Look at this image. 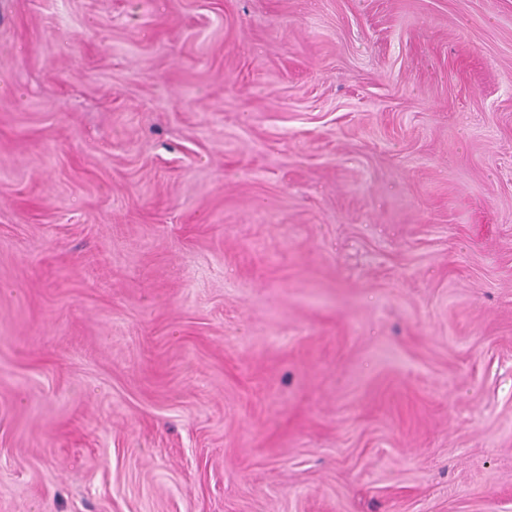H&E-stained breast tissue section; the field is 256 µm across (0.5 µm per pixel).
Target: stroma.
Returning <instances> with one entry per match:
<instances>
[{
	"mask_svg": "<svg viewBox=\"0 0 512 512\" xmlns=\"http://www.w3.org/2000/svg\"><path fill=\"white\" fill-rule=\"evenodd\" d=\"M0 512H512V0H0Z\"/></svg>",
	"mask_w": 512,
	"mask_h": 512,
	"instance_id": "stroma-1",
	"label": "stroma"
}]
</instances>
